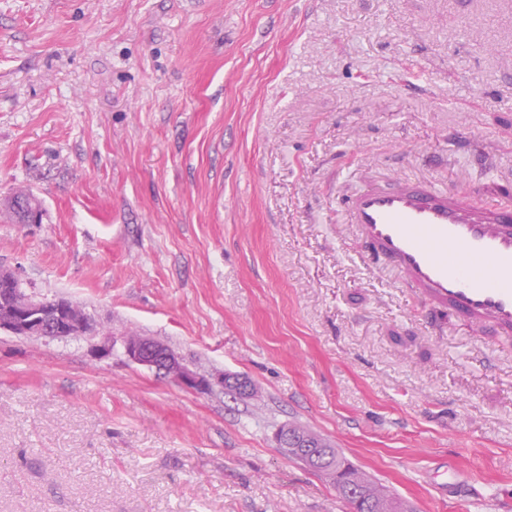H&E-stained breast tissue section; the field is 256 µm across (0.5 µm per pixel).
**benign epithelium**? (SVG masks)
I'll return each mask as SVG.
<instances>
[{
	"label": "benign epithelium",
	"instance_id": "obj_1",
	"mask_svg": "<svg viewBox=\"0 0 512 512\" xmlns=\"http://www.w3.org/2000/svg\"><path fill=\"white\" fill-rule=\"evenodd\" d=\"M88 322L83 309L68 300H36L29 295L12 293L0 297V331L6 330L18 335H37L51 338L79 336L87 330ZM126 356L133 362L154 368L174 382L189 389H210L218 385L224 390L245 396L251 381L235 374L222 373L207 378L187 367L166 345L145 337L129 336L124 341ZM278 447L287 454L302 460L312 470L338 478L336 464L329 466L316 462L312 453L311 439L300 437L290 427L278 430Z\"/></svg>",
	"mask_w": 512,
	"mask_h": 512
}]
</instances>
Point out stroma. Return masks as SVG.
Listing matches in <instances>:
<instances>
[{"instance_id": "stroma-1", "label": "stroma", "mask_w": 512, "mask_h": 512, "mask_svg": "<svg viewBox=\"0 0 512 512\" xmlns=\"http://www.w3.org/2000/svg\"><path fill=\"white\" fill-rule=\"evenodd\" d=\"M404 174L512 189V0H0V267L93 324L0 332V512H351L285 424L406 512H460L451 462L512 512V337L430 327L337 205ZM9 208L15 219L19 221H23L28 213L37 214L39 218L42 216L40 201L30 192L14 195L9 202ZM126 356L133 362L147 368H155L174 382L189 389H210L213 385L224 388L239 396H246L250 390L251 381L235 374L222 373L207 378L189 369L182 360L166 345L145 337L129 336L124 341ZM294 430L301 436L318 435L310 432L306 428L300 425H290ZM291 427H284L278 430L276 434V441L278 447L283 449L287 454L294 456L302 460L315 472L324 474L326 476H332L333 480L339 476L340 471H336V463L346 464L348 468V474L351 479L356 480L361 488L362 495L364 498V504L367 505L368 512H396L397 508L401 504L399 498L387 491L383 486L376 484L368 478V476L359 468L354 466L352 463L339 453L336 448V461L330 466L321 465L316 463V454L312 453V439L317 443V438L299 437Z\"/></svg>"}]
</instances>
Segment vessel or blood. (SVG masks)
Masks as SVG:
<instances>
[{"instance_id": "b4317fda", "label": "vessel or blood", "mask_w": 512, "mask_h": 512, "mask_svg": "<svg viewBox=\"0 0 512 512\" xmlns=\"http://www.w3.org/2000/svg\"><path fill=\"white\" fill-rule=\"evenodd\" d=\"M365 255L395 269L433 315L476 334H512V204L488 202L405 175L364 185L343 200Z\"/></svg>"}]
</instances>
